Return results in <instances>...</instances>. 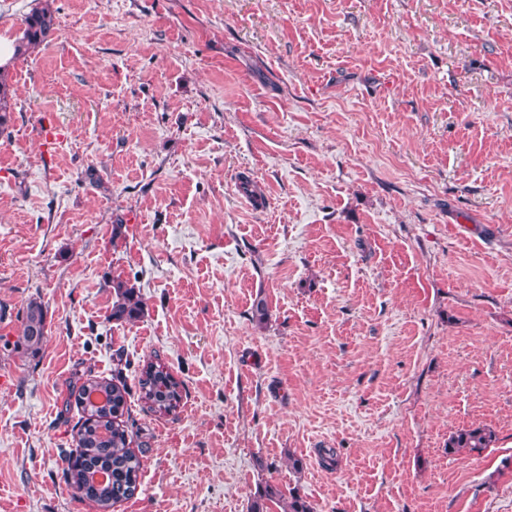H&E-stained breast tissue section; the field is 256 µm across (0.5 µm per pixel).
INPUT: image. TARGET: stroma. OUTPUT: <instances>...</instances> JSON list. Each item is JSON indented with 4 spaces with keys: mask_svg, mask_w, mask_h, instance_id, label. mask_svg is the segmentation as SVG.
<instances>
[{
    "mask_svg": "<svg viewBox=\"0 0 512 512\" xmlns=\"http://www.w3.org/2000/svg\"><path fill=\"white\" fill-rule=\"evenodd\" d=\"M49 2L0 133V512H96L65 401L117 369L142 469L112 512H251L269 483L512 512V0ZM471 425L495 444L449 453ZM112 319L116 322H135L144 314L143 303L134 284L120 277L112 280ZM47 310L37 300H31L26 306L23 319L22 336L16 342V348L29 357H36L41 349L46 334ZM140 398L159 415L174 412L181 401V384L161 362H147L138 380Z\"/></svg>",
    "mask_w": 512,
    "mask_h": 512,
    "instance_id": "1",
    "label": "stroma"
}]
</instances>
